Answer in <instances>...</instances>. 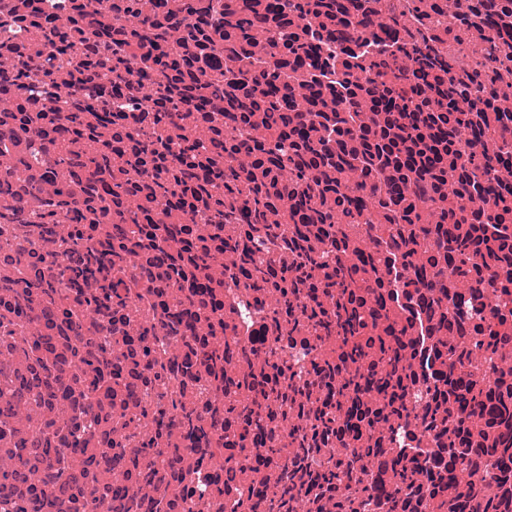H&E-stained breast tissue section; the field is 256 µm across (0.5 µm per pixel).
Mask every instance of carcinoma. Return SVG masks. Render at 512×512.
<instances>
[{
  "label": "carcinoma",
  "mask_w": 512,
  "mask_h": 512,
  "mask_svg": "<svg viewBox=\"0 0 512 512\" xmlns=\"http://www.w3.org/2000/svg\"><path fill=\"white\" fill-rule=\"evenodd\" d=\"M455 2L465 67L448 0L3 5L0 504L512 512V0Z\"/></svg>",
  "instance_id": "carcinoma-1"
}]
</instances>
